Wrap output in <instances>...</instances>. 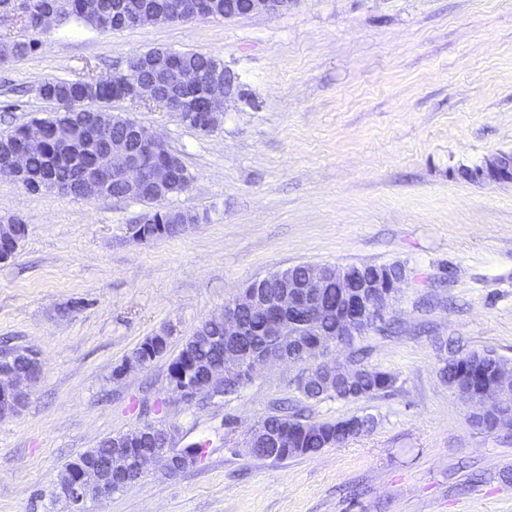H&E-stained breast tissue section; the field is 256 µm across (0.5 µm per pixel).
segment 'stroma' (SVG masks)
<instances>
[{
	"mask_svg": "<svg viewBox=\"0 0 512 512\" xmlns=\"http://www.w3.org/2000/svg\"><path fill=\"white\" fill-rule=\"evenodd\" d=\"M38 39L0 64V134L54 112L44 77L118 75L154 48L219 57L245 99L210 134L110 103L194 176L165 206L203 220L173 237L130 238L146 204L0 176V219L28 227L0 262V351L40 364L26 407L0 418V512H50L67 460L157 421L180 446L205 443L202 458L174 476L153 469L90 512H512V428H476L441 375L473 350L512 366V183L460 175L512 155V0H297L272 16L115 32L66 21ZM298 263L405 269L391 330L359 341L393 388L308 401L302 366L277 363L208 404L172 395L169 359L201 321ZM163 331L167 357L125 370ZM284 400L313 421L373 424L313 455H246L245 436Z\"/></svg>",
	"mask_w": 512,
	"mask_h": 512,
	"instance_id": "stroma-1",
	"label": "stroma"
}]
</instances>
